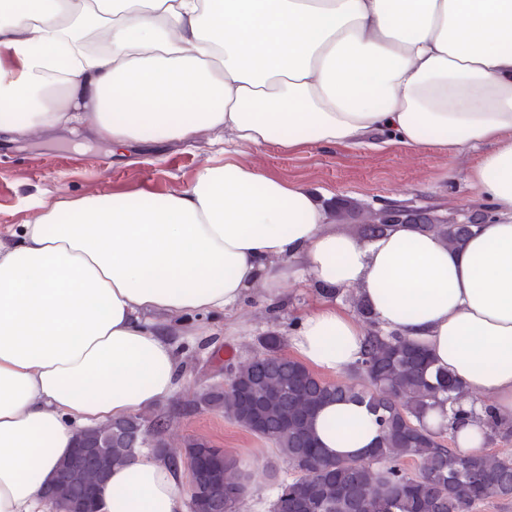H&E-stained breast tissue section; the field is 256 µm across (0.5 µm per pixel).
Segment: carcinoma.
<instances>
[{
    "instance_id": "1",
    "label": "carcinoma",
    "mask_w": 512,
    "mask_h": 512,
    "mask_svg": "<svg viewBox=\"0 0 512 512\" xmlns=\"http://www.w3.org/2000/svg\"><path fill=\"white\" fill-rule=\"evenodd\" d=\"M394 224H413L461 246L475 224H436L401 210L393 218L381 210L368 216L361 233L382 235ZM356 311L367 331L361 359L354 366L367 382L360 386L330 382L282 353L283 336L260 338L263 353L230 365L228 386H200L176 406L184 413L219 410L239 426L271 443L294 478L277 484L271 512H472L490 499H512V459L496 453L464 457L445 443L443 430L427 422L429 413L458 391L447 373L432 369L428 353L393 333H382L368 308ZM357 399L377 415L380 439L366 461L331 457L318 447L312 422L319 407ZM171 412L130 415L76 436L77 448L103 452L79 460L64 459L47 489L54 512H76L84 493L103 485L101 474L131 461L139 439L151 434L153 456L175 468L187 459L196 474L191 484V512H234L247 492L249 474L241 464L206 441L190 440L184 454L169 448L166 432ZM413 461L414 471L405 468Z\"/></svg>"
}]
</instances>
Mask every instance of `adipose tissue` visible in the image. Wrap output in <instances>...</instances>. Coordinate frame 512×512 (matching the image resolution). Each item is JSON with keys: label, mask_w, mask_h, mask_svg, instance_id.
Listing matches in <instances>:
<instances>
[{"label": "adipose tissue", "mask_w": 512, "mask_h": 512, "mask_svg": "<svg viewBox=\"0 0 512 512\" xmlns=\"http://www.w3.org/2000/svg\"><path fill=\"white\" fill-rule=\"evenodd\" d=\"M87 123L120 147L223 131L288 151L477 150L467 182L495 218L459 250L408 224L361 238L229 157L177 194L58 201L0 242V512H51L42 489L81 429L174 394L175 348L150 317L230 314L258 282L270 298L307 278L355 290L425 348L465 392L429 416L460 455L482 453L487 410L512 420V0H0V132ZM364 336L323 296L289 346L333 375ZM459 405L472 416L455 428ZM314 435L352 458L380 430L350 400L323 405ZM186 497L179 470L142 454L100 509L186 512Z\"/></svg>", "instance_id": "1"}]
</instances>
